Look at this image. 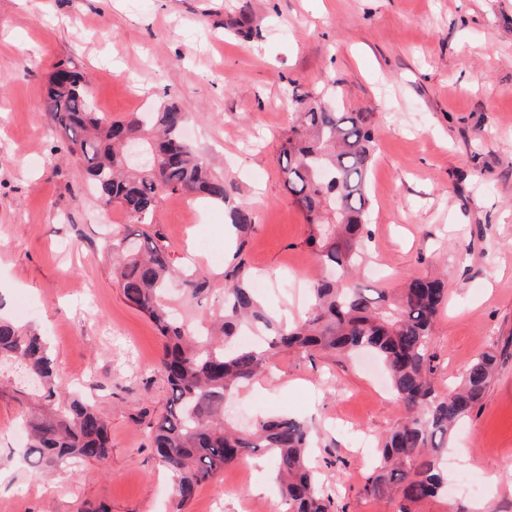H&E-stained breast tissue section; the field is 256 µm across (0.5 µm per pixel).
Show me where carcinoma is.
Instances as JSON below:
<instances>
[{"mask_svg": "<svg viewBox=\"0 0 512 512\" xmlns=\"http://www.w3.org/2000/svg\"><path fill=\"white\" fill-rule=\"evenodd\" d=\"M295 124L281 143L283 182L310 227L319 276L311 305L286 325L263 304L244 257L255 216L243 202L230 203L224 177L186 137L189 114L175 104L111 121L94 111L83 75L61 62L47 81L45 109L65 136L97 202L119 206L147 229L112 240L121 256L117 274L127 304L147 316L163 340L159 371L171 391L166 410L150 431L154 455L170 478L177 507L224 472L259 453L271 457L278 487L274 512H332L309 463L313 428L288 415H260L246 431L228 425L226 402L268 368L269 356L300 349L309 356L369 351L383 362L405 417L379 448V463L363 494L394 512L448 492L441 458L459 422L479 404L498 366L487 351L465 369L446 396L434 389L429 344L447 289L438 279L411 280L397 293L370 288L361 279L369 258V173L375 154L374 113L338 112L324 97L292 93ZM140 146L144 160L129 158ZM198 195L224 205L236 249L224 265V305L196 323L176 318L165 303L171 282L199 301L209 279L175 266L157 209L170 196ZM258 336V346L239 336ZM0 396L22 408L27 445L22 459L32 472L105 461L112 450L109 427L91 401L66 394L58 382L51 347L36 328L0 314Z\"/></svg>", "mask_w": 512, "mask_h": 512, "instance_id": "carcinoma-1", "label": "carcinoma"}]
</instances>
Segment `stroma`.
<instances>
[{
  "label": "stroma",
  "mask_w": 512,
  "mask_h": 512,
  "mask_svg": "<svg viewBox=\"0 0 512 512\" xmlns=\"http://www.w3.org/2000/svg\"><path fill=\"white\" fill-rule=\"evenodd\" d=\"M67 61L108 119L172 103L190 113L231 200L255 213L246 260L281 319L307 309L295 284L317 273L281 177L291 92L335 86L337 111L374 114L371 251L382 271L366 270V284L443 280L430 345L440 394L479 355L501 353L454 434L448 499L423 512L450 501L512 512V0H0V301L48 337L63 388L92 397L112 438L106 463L33 474L15 456L19 407L0 398V512L177 508L150 448L168 398L162 342L126 304L112 252L113 235L141 227L95 203L42 110L49 76ZM157 220L176 261L211 282L198 304L172 283L171 305L194 318L219 310L232 249L223 206L174 196ZM262 411L312 422L311 464L335 512H391L360 493L374 448L404 414L375 360L278 353L227 416L243 428ZM270 469L262 455L241 459L182 510L268 512ZM470 472L475 495L458 489Z\"/></svg>",
  "instance_id": "35a3bbf8"
}]
</instances>
